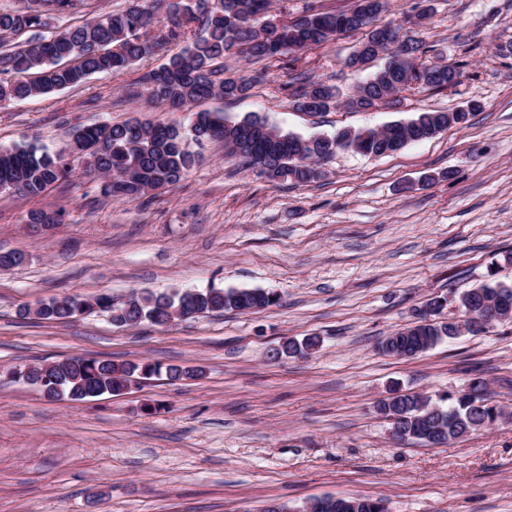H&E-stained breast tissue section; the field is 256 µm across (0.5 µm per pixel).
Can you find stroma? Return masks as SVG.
Wrapping results in <instances>:
<instances>
[{"label": "stroma", "instance_id": "obj_1", "mask_svg": "<svg viewBox=\"0 0 512 512\" xmlns=\"http://www.w3.org/2000/svg\"><path fill=\"white\" fill-rule=\"evenodd\" d=\"M429 17L412 36L464 64L458 85L404 91L398 109H294L287 58L234 102L201 111L256 113L300 135L378 127L424 109L475 112L466 126L387 156L351 150L307 185L243 169L223 143L196 147L175 186L139 200L105 197L75 169L28 198L0 192V512H302L313 498L366 495L389 512H512V422L445 445L399 444L376 412L391 383L429 397L481 374L512 408V323L442 342L411 359L379 342L415 308L488 275L512 281V0H387L381 23ZM354 37L301 53L314 76L350 93L367 75L344 69ZM176 44L121 74L0 106V148L67 149L73 127L129 119L185 125L186 111L127 96ZM33 209L61 224L33 232ZM261 288L258 313L224 312L157 327L114 325L91 309L65 323L22 315L66 295ZM316 335L302 359L268 361L282 338ZM200 366L202 378L142 379L87 401L50 400L12 370L69 357Z\"/></svg>", "mask_w": 512, "mask_h": 512}]
</instances>
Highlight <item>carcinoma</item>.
Wrapping results in <instances>:
<instances>
[{
  "label": "carcinoma",
  "instance_id": "carcinoma-1",
  "mask_svg": "<svg viewBox=\"0 0 512 512\" xmlns=\"http://www.w3.org/2000/svg\"><path fill=\"white\" fill-rule=\"evenodd\" d=\"M82 5L84 0H27L20 9L0 11V106L77 86L93 74L123 71L162 46L181 40L191 26L195 27L192 41L161 68L148 73L143 82L150 101L172 110L216 96L235 101L265 79L264 69L249 76H224L227 56L267 63L291 54L293 65L299 61L298 52L360 31L363 37L358 45L362 51L348 54L344 67L357 72L379 58L384 63L348 95L351 110L393 109L400 105L399 93L404 87L442 91L457 85L452 77L464 74L460 62L440 58L422 62L431 49L399 26L391 27L392 47L381 46L379 17L385 0H353L351 8L340 12L310 11L287 20L272 37L258 29L259 23L277 19L272 14V0H134L126 9L110 11L49 36L42 34L52 17L73 14ZM294 81L291 98L297 110L317 114L338 106L341 94L335 86L306 71L297 73ZM470 115L468 109L423 110L382 128L316 136L286 133L255 113L231 121L220 114L197 112L186 127L137 119L98 123L76 128L65 154L35 145L1 149L0 190L17 187L22 196L38 197L68 178L75 160L87 173L116 178L115 187L103 186L104 195L137 200L153 190L178 184L196 162L190 143L212 141L223 142L227 152L242 158L246 157L242 152L246 143L262 156L258 174L270 181L306 185L323 176V171L312 167V159L323 162L338 149L385 156L396 147L430 139L452 125L463 126ZM72 153L76 157L71 161ZM61 222L59 211L36 209L27 215V223L43 227ZM498 301L512 305V284L491 279L462 293L459 307L466 316ZM277 302V296L261 289L147 294L120 305L106 295L93 299L67 296L40 303L36 316L66 322L76 315L81 303L88 309L98 307L109 312L112 322L120 326L148 322L161 327L179 315L196 318L224 311L257 312ZM426 306L432 313L417 314L413 325L381 341L383 354L394 356L404 350L417 356L459 335L457 322L437 319L443 309L440 298L430 299ZM319 346L317 336L300 341L287 338L269 353L280 359L303 358ZM161 374L172 381L194 379L203 369L75 357L54 363L46 373L40 366L31 367L27 383L52 399L87 400L118 393L135 376ZM498 409L500 405L488 395L487 381L479 375L472 376L458 394L436 402L395 388L377 406L390 426L402 433L401 441L424 445L446 444L487 428ZM305 512H386V508L381 501L365 496L327 497L310 502Z\"/></svg>",
  "mask_w": 512,
  "mask_h": 512
}]
</instances>
